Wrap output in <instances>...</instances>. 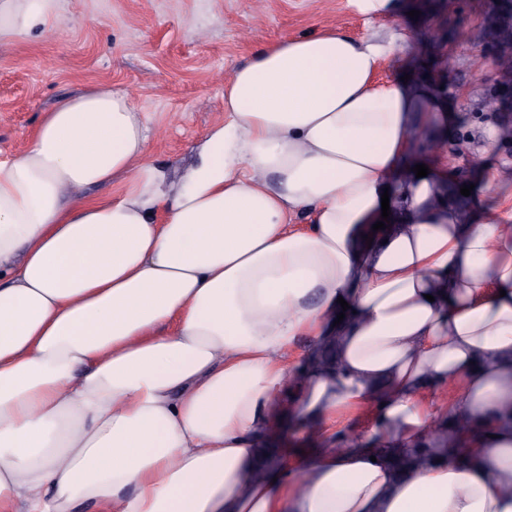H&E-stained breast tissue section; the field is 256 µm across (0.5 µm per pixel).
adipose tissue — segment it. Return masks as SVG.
Segmentation results:
<instances>
[{
    "label": "adipose tissue",
    "mask_w": 512,
    "mask_h": 512,
    "mask_svg": "<svg viewBox=\"0 0 512 512\" xmlns=\"http://www.w3.org/2000/svg\"><path fill=\"white\" fill-rule=\"evenodd\" d=\"M56 9L0 0V43ZM398 50L328 27L256 52L176 188L108 84L0 161V512H512V210L444 199L433 161L391 183L413 126L448 121L384 75ZM385 203L399 218L364 245ZM303 338L336 359L293 387ZM450 385L437 415L493 438L396 477L385 449L424 440ZM285 392L325 446L254 478ZM370 398L374 443L341 446Z\"/></svg>",
    "instance_id": "1"
}]
</instances>
